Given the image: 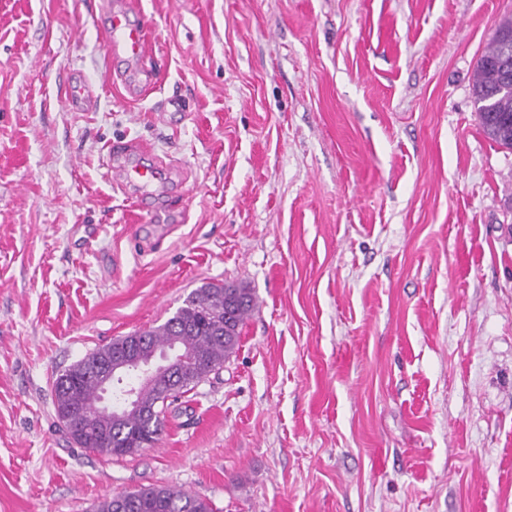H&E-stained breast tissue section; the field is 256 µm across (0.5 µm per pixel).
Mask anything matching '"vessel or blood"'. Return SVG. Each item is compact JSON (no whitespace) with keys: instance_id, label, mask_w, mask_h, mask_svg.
<instances>
[{"instance_id":"1","label":"vessel or blood","mask_w":512,"mask_h":512,"mask_svg":"<svg viewBox=\"0 0 512 512\" xmlns=\"http://www.w3.org/2000/svg\"><path fill=\"white\" fill-rule=\"evenodd\" d=\"M103 31L106 36L107 55L111 64L122 66L131 75L132 84L146 87L158 83L159 75L151 69L141 68V61L152 51L148 23L143 16L130 15L124 0H104ZM137 142L115 147L108 155L107 175L114 183L153 189L164 181L162 172L154 167L134 162Z\"/></svg>"}]
</instances>
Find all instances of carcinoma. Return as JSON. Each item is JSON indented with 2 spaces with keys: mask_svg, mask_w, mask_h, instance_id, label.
I'll use <instances>...</instances> for the list:
<instances>
[{
  "mask_svg": "<svg viewBox=\"0 0 512 512\" xmlns=\"http://www.w3.org/2000/svg\"><path fill=\"white\" fill-rule=\"evenodd\" d=\"M512 38V18L497 26L489 46L480 57L473 83L475 112L484 133L499 146L512 150V82L501 86L499 62L504 54V37ZM255 307L248 288L205 284L193 290L175 314L165 323L140 332L143 357L158 361L173 351L186 360L178 367L187 372L180 385L185 394L196 387L192 378L206 379L224 368L234 353L247 316ZM127 337L114 339L83 357L58 374L53 381V405L59 414L72 406V388H77L82 402L76 444L108 457H123L140 450L146 437L156 442L165 423L166 402L159 401L157 379L166 369L156 368V375L131 385L133 406L111 413L100 406L102 382L93 371V363L124 350ZM93 512H214L210 501L169 487H148L106 498L93 506Z\"/></svg>",
  "mask_w": 512,
  "mask_h": 512,
  "instance_id": "carcinoma-1",
  "label": "carcinoma"
}]
</instances>
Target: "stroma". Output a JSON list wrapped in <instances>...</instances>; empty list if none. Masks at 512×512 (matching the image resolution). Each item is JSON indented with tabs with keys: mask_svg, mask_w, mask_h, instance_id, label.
Listing matches in <instances>:
<instances>
[{
	"mask_svg": "<svg viewBox=\"0 0 512 512\" xmlns=\"http://www.w3.org/2000/svg\"><path fill=\"white\" fill-rule=\"evenodd\" d=\"M101 2L0 0V512H512V151L472 95L512 0H128L134 96ZM129 140L171 166L147 202L105 176ZM206 283L255 297L220 374L152 447L71 442L55 375ZM101 10L105 16L103 31L111 64L124 66L122 72L132 77V88L157 84L159 72L144 68L136 70L137 64L152 52L145 17L131 16L122 0H105ZM93 512H214L207 499L169 487H148L106 498Z\"/></svg>",
	"mask_w": 512,
	"mask_h": 512,
	"instance_id": "1",
	"label": "stroma"
}]
</instances>
